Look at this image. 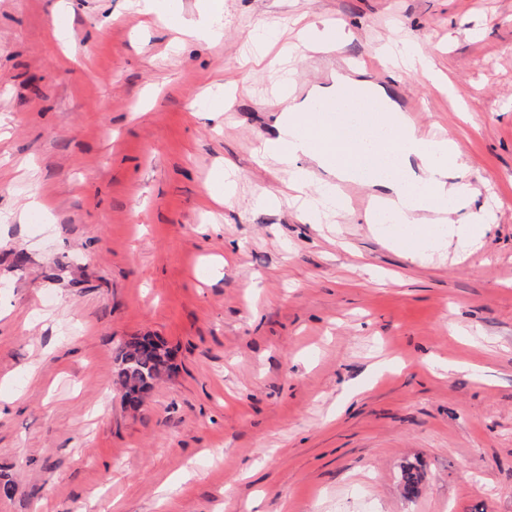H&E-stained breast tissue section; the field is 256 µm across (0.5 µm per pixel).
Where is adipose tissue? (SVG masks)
Returning <instances> with one entry per match:
<instances>
[{"label": "adipose tissue", "mask_w": 512, "mask_h": 512, "mask_svg": "<svg viewBox=\"0 0 512 512\" xmlns=\"http://www.w3.org/2000/svg\"><path fill=\"white\" fill-rule=\"evenodd\" d=\"M282 84L276 134L261 140L254 160L274 161L285 173L282 189L295 193L308 221L347 210L339 182L354 180L373 160L382 168L370 180L379 190V208L365 213L364 221L372 228L391 224L392 242L405 259L451 246L466 252L481 244L489 230L488 213L476 205L474 190L461 177L468 162L457 142L425 145L417 126L398 112L370 138L347 140L331 132L319 115V92L300 100L292 77ZM336 154L341 163H333Z\"/></svg>", "instance_id": "obj_1"}]
</instances>
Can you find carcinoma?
<instances>
[{
    "instance_id": "cac0c4a2",
    "label": "carcinoma",
    "mask_w": 512,
    "mask_h": 512,
    "mask_svg": "<svg viewBox=\"0 0 512 512\" xmlns=\"http://www.w3.org/2000/svg\"><path fill=\"white\" fill-rule=\"evenodd\" d=\"M112 355L116 363L113 382L124 404L135 411L172 369V351L158 336H132L113 348Z\"/></svg>"
}]
</instances>
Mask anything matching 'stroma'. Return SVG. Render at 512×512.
Listing matches in <instances>:
<instances>
[{"label": "stroma", "mask_w": 512, "mask_h": 512, "mask_svg": "<svg viewBox=\"0 0 512 512\" xmlns=\"http://www.w3.org/2000/svg\"><path fill=\"white\" fill-rule=\"evenodd\" d=\"M223 2V41L176 52L137 0H0V512H512V0ZM320 17L497 194L471 256L252 205L281 175L252 160L276 114L250 31ZM391 38L446 90L380 67ZM225 81L247 94L205 114ZM143 334L174 368L134 412L112 349ZM237 168L224 164L215 170L213 183L210 188V198L213 201H224L228 204L234 195Z\"/></svg>", "instance_id": "1"}]
</instances>
